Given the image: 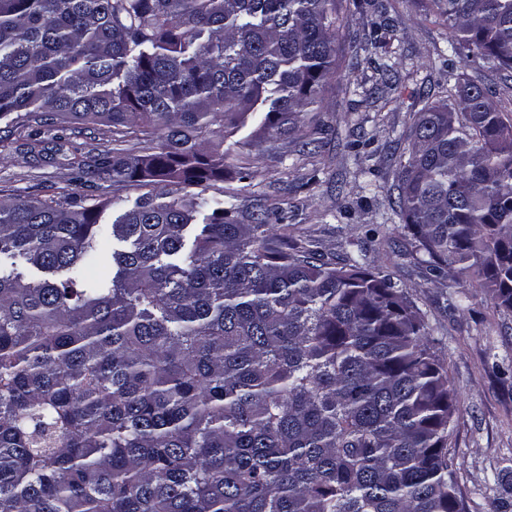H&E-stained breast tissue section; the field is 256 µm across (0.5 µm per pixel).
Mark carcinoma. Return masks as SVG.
Wrapping results in <instances>:
<instances>
[{
	"instance_id": "cac0c4a2",
	"label": "carcinoma",
	"mask_w": 512,
	"mask_h": 512,
	"mask_svg": "<svg viewBox=\"0 0 512 512\" xmlns=\"http://www.w3.org/2000/svg\"><path fill=\"white\" fill-rule=\"evenodd\" d=\"M433 2L451 56L512 69V0ZM343 3L0 0V120L162 142L72 162L83 185L200 186L260 105L261 130L303 136ZM405 136L415 263L454 309L475 287L512 312V119L454 84ZM110 204L0 200V512H469L448 368L390 277L202 191L102 224ZM111 237L112 280L85 281Z\"/></svg>"
}]
</instances>
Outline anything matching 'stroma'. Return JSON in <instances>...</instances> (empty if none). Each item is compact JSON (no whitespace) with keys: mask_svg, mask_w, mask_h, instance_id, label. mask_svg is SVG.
Masks as SVG:
<instances>
[{"mask_svg":"<svg viewBox=\"0 0 512 512\" xmlns=\"http://www.w3.org/2000/svg\"><path fill=\"white\" fill-rule=\"evenodd\" d=\"M336 34L335 80L308 112L304 140L259 136L255 113L224 142V178L210 194L241 216L268 211L296 239L332 263L357 260L388 275L421 310L427 336L444 361L457 398L451 458L470 512H512V312L473 289L467 308L449 309L447 280H432L409 256L410 238L392 209L395 172L407 159L403 134L414 112L446 97L448 77L488 88L512 110V70L477 60L449 64L448 27L429 0H393L389 28L368 46L376 16L367 0H346ZM392 64L398 84L371 88L375 65ZM150 154L160 140L119 138L100 124L0 120V199H46L80 191L70 162L102 151Z\"/></svg>","mask_w":512,"mask_h":512,"instance_id":"stroma-1","label":"stroma"}]
</instances>
